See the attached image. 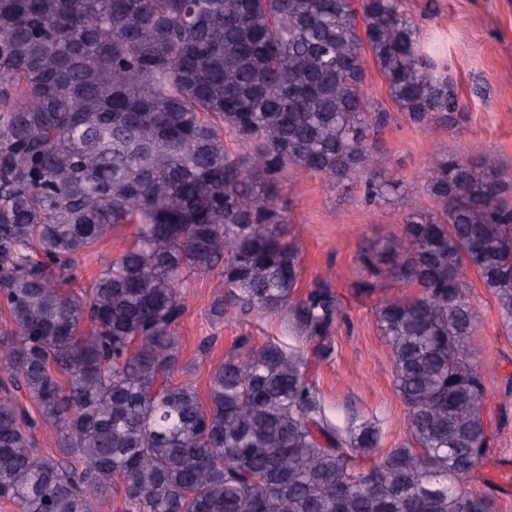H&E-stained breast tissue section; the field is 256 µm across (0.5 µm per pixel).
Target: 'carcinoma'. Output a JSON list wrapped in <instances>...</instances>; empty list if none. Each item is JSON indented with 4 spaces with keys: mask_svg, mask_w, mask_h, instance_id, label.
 Wrapping results in <instances>:
<instances>
[{
    "mask_svg": "<svg viewBox=\"0 0 512 512\" xmlns=\"http://www.w3.org/2000/svg\"><path fill=\"white\" fill-rule=\"evenodd\" d=\"M369 50L416 124L456 123L445 69L402 0H0V500L16 512H495L471 338L474 274L512 335V198L496 158L435 159L401 233L362 250L382 300L410 443L326 415L318 365L342 317L298 291L272 192L291 171L386 197ZM248 148L235 154L226 141ZM115 224L132 247L74 283ZM224 265L225 304L283 314L306 348L239 338L206 399L176 384L188 278ZM32 400V416L21 397ZM56 434L43 454L33 431Z\"/></svg>",
    "mask_w": 512,
    "mask_h": 512,
    "instance_id": "1",
    "label": "carcinoma"
}]
</instances>
